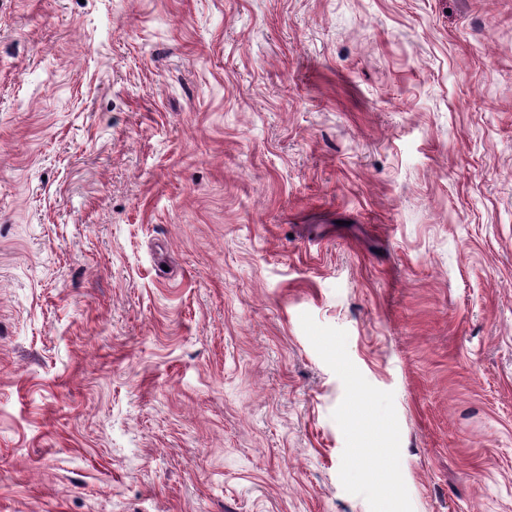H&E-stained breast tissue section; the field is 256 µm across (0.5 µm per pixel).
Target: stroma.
<instances>
[{
  "label": "stroma",
  "instance_id": "1",
  "mask_svg": "<svg viewBox=\"0 0 512 512\" xmlns=\"http://www.w3.org/2000/svg\"><path fill=\"white\" fill-rule=\"evenodd\" d=\"M0 512H512V0H0Z\"/></svg>",
  "mask_w": 512,
  "mask_h": 512
}]
</instances>
